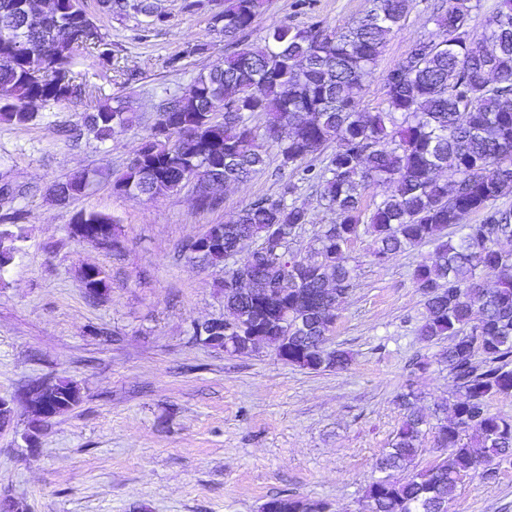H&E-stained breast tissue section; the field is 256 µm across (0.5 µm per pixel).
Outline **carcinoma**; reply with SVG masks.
<instances>
[{"label":"carcinoma","instance_id":"cac0c4a2","mask_svg":"<svg viewBox=\"0 0 512 512\" xmlns=\"http://www.w3.org/2000/svg\"><path fill=\"white\" fill-rule=\"evenodd\" d=\"M19 0H0V120L27 125L37 119L30 105L82 95L70 69L77 45L100 46L97 26L82 0H43V8L18 16ZM355 25L336 30L317 22L304 29L270 28L261 45L240 48L266 0H230L220 13L224 60L200 75L189 90L165 99L159 116L168 147L147 141L112 180L127 196L180 192L186 174L205 163L224 167V183L241 182L262 170L261 139L277 150L280 166L316 182L336 212L324 224L309 257L294 254L290 234L309 223L307 209L288 201L296 185L279 197L258 199L231 224L220 225L223 242L203 251L184 245L193 260L218 266L247 240L259 244L242 261L248 279L224 272V351L243 353L263 344L288 363L321 371L344 369L349 355L327 350L318 337L335 321L338 298L353 279L346 254L360 233L372 237L370 256H388L432 243L435 250L414 270L425 298L419 335L432 342L453 338L441 361L462 393L453 415L436 418L434 444L447 452L434 464L395 472L413 463L430 422L415 409L413 392L399 398L400 424L391 448L376 462L380 476L366 490L367 512H446L460 481L483 474L495 459L512 455V421L493 413L490 401L512 394V212L494 207L512 194V0H499L484 30H469L470 0H448L435 19L437 30L417 40L384 78L385 107L360 109L375 77L388 36L402 25L409 0H373ZM264 117L260 127L251 117ZM132 124L122 100L103 104L86 126L104 140ZM335 145L326 156L325 149ZM321 159L315 169L309 162ZM453 173L450 182L437 172ZM95 174L78 172L55 185L58 201L84 194ZM388 184L384 196L363 215L362 195ZM480 216L476 224L464 220ZM461 227L459 234L449 232ZM22 231L0 230V271L15 253ZM482 272L496 279L486 289ZM88 296L105 295V272L82 269ZM255 329V339L244 340ZM481 361H476L477 355ZM68 411L81 401L77 385L55 383ZM329 505L295 495L269 498L261 512H327Z\"/></svg>","mask_w":512,"mask_h":512}]
</instances>
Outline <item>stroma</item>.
<instances>
[{"label":"stroma","instance_id":"35a3bbf8","mask_svg":"<svg viewBox=\"0 0 512 512\" xmlns=\"http://www.w3.org/2000/svg\"><path fill=\"white\" fill-rule=\"evenodd\" d=\"M165 19L133 10L110 13L84 0L98 26L99 49L75 51L71 68L89 95L38 106L24 127L0 122V227L23 229L12 264L0 272V398L13 400L0 427V503L24 512H260L271 496L319 499L329 512H362L373 464L390 448L400 422L398 394L413 390L432 416L459 393L440 355L447 340L418 334L424 298L413 273L431 246L374 264L360 236L347 254L356 277L336 307L327 345L349 352L347 369L305 370L258 346L230 354L194 341L192 323L224 315L222 268L182 256L183 243L211 224H229L249 203L294 198L309 212L293 247L308 254L321 225L335 221L316 184L280 171L275 149L247 181L223 186L221 207L196 208L195 185L128 197L112 190L149 139L159 103L184 94L224 56L214 17L225 0H149ZM443 0H410L401 28L377 61L361 109L384 105L386 74L412 43L435 31ZM372 0H268L249 33L258 45L269 28L323 21L344 29ZM178 58L177 67L169 59ZM122 98L134 122L99 140L84 132L98 101ZM89 170L98 180L77 200L56 202L51 189ZM112 217L121 255L71 238L78 213ZM107 275L103 299L89 298L82 267ZM107 336H99V329ZM428 361L419 370L417 360ZM66 378L80 403L42 423L35 440L26 398L38 385ZM448 512H512V456L491 472L465 478Z\"/></svg>","mask_w":512,"mask_h":512}]
</instances>
